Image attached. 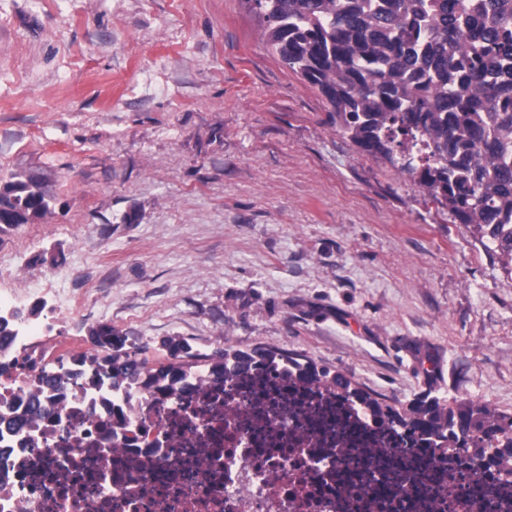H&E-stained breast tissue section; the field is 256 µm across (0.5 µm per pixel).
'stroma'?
<instances>
[{"mask_svg": "<svg viewBox=\"0 0 512 512\" xmlns=\"http://www.w3.org/2000/svg\"><path fill=\"white\" fill-rule=\"evenodd\" d=\"M264 27L253 0H0V177L50 197L0 235V295L42 308L30 347L109 323L152 364L171 337L278 348L389 404L512 416V277Z\"/></svg>", "mask_w": 512, "mask_h": 512, "instance_id": "obj_1", "label": "stroma"}]
</instances>
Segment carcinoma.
I'll use <instances>...</instances> for the list:
<instances>
[{"label": "carcinoma", "instance_id": "cac0c4a2", "mask_svg": "<svg viewBox=\"0 0 512 512\" xmlns=\"http://www.w3.org/2000/svg\"><path fill=\"white\" fill-rule=\"evenodd\" d=\"M266 41L294 73L318 89L328 119L362 153L408 175L460 224H474L512 275V0H254ZM50 211L49 196L0 179V232ZM23 313L0 314V337L14 342ZM84 354L112 388L141 376L174 391L201 370L287 360L304 377L367 405L376 422L411 424L437 449L477 432L494 458H512V417L430 392L407 409L372 396L340 372L301 355L256 347L200 352L165 343L170 361L149 365L144 349L108 323L89 330Z\"/></svg>", "mask_w": 512, "mask_h": 512}]
</instances>
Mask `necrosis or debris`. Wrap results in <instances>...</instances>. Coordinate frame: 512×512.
I'll return each mask as SVG.
<instances>
[{"mask_svg": "<svg viewBox=\"0 0 512 512\" xmlns=\"http://www.w3.org/2000/svg\"><path fill=\"white\" fill-rule=\"evenodd\" d=\"M64 365L59 389L9 386L19 412L54 406L0 423V512H512V461L380 426L284 362L104 400Z\"/></svg>", "mask_w": 512, "mask_h": 512, "instance_id": "1", "label": "necrosis or debris"}]
</instances>
